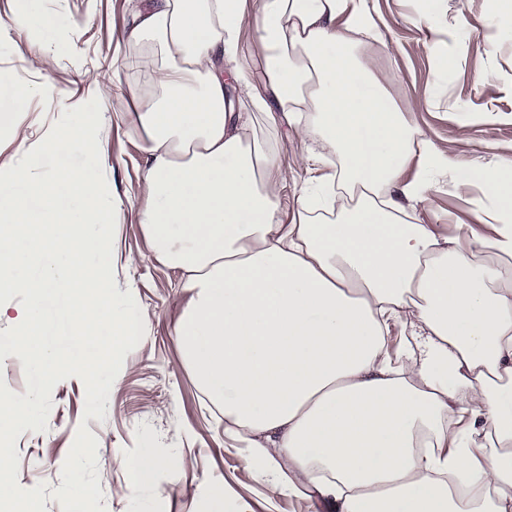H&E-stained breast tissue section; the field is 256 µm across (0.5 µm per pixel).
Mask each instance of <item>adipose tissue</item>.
Returning <instances> with one entry per match:
<instances>
[{"label":"adipose tissue","instance_id":"ef3b65f1","mask_svg":"<svg viewBox=\"0 0 512 512\" xmlns=\"http://www.w3.org/2000/svg\"><path fill=\"white\" fill-rule=\"evenodd\" d=\"M249 16L270 101L239 61ZM360 33L379 34L366 0H135L122 40L152 49L157 89L128 115L145 166L138 222L183 274L186 366L274 490L313 488L332 512H512V155L438 152L359 53ZM232 89L252 112L235 111ZM52 93L20 89L0 128L31 168L44 153L92 161L95 112L28 141L21 119ZM257 111L337 150L289 224L278 150L247 135ZM440 175L487 201L450 236L407 219ZM99 180L92 164L60 166L26 192L0 190V288L28 293L14 355L42 374L58 362L49 298L72 301L70 354L104 323L116 346L141 334L104 278L73 277L86 254L110 259L87 232L114 216ZM401 318L415 331L394 362Z\"/></svg>","mask_w":512,"mask_h":512}]
</instances>
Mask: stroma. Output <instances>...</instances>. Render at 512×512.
Wrapping results in <instances>:
<instances>
[{
    "mask_svg": "<svg viewBox=\"0 0 512 512\" xmlns=\"http://www.w3.org/2000/svg\"><path fill=\"white\" fill-rule=\"evenodd\" d=\"M368 5L381 37L364 41L360 50L391 73L388 93L406 119L444 155H457L465 140L474 157L483 160L512 155V40L482 22L488 0H368ZM15 7V0H0V70H10L14 78L13 84L0 85V113L8 111L14 86L33 80L65 94L34 100L24 118L31 142L65 129L74 107L103 110L96 163L104 192L123 202L113 239L114 280L119 293L133 294L146 327L143 340L124 357L104 404V419L84 417L85 385L79 377L54 387L46 431L27 429L16 440L19 485L43 484L46 512H62L51 493L63 485L61 470L83 424L98 439L99 504L106 512H327L316 491H276L268 477L249 466L247 448L225 434L223 414L211 407L182 359L175 336L184 302L181 274L155 257L136 212L126 204L127 198L137 197L144 170L135 164L139 137L123 115L132 94L145 97L152 91L150 53L120 44L129 0H39V9L56 21L51 38L55 62L39 74L29 64L26 38L11 26ZM462 16L468 28H461ZM117 55L128 60L118 74L123 91L103 106L87 94L82 76L111 70ZM443 57L451 66L437 84L433 75ZM485 72L492 73V83L479 82ZM278 137L279 160L289 174L283 200L288 223L295 194L320 170L298 164L301 145L287 125H280ZM481 202L479 188L461 195L448 177L440 176L411 213L419 223L451 235L456 225L474 222ZM130 256L135 259L131 265L126 262ZM26 301L23 291L0 288V307L7 311L0 321V379L21 396L27 386L12 340L20 330L17 311ZM145 450L164 465L153 485L133 496L121 460Z\"/></svg>",
    "mask_w": 512,
    "mask_h": 512,
    "instance_id": "1",
    "label": "stroma"
}]
</instances>
